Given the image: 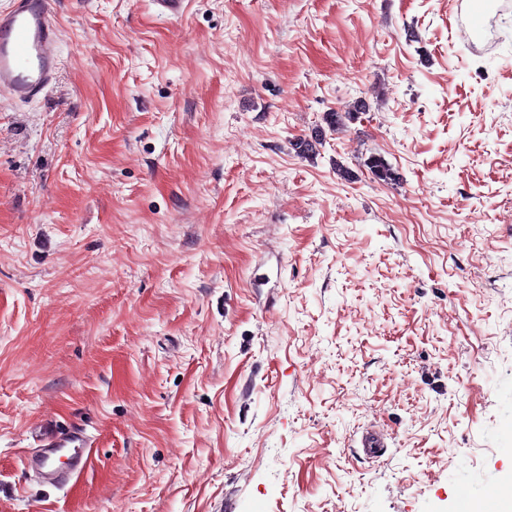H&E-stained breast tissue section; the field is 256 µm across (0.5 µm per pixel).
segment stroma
<instances>
[{"label":"stroma","instance_id":"35a3bbf8","mask_svg":"<svg viewBox=\"0 0 512 512\" xmlns=\"http://www.w3.org/2000/svg\"><path fill=\"white\" fill-rule=\"evenodd\" d=\"M54 20L55 82L0 103V512H493L512 0ZM48 418L95 440L64 490L22 475ZM370 429L392 433L376 461Z\"/></svg>","mask_w":512,"mask_h":512}]
</instances>
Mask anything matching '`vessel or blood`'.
I'll return each mask as SVG.
<instances>
[{
	"label": "vessel or blood",
	"mask_w": 512,
	"mask_h": 512,
	"mask_svg": "<svg viewBox=\"0 0 512 512\" xmlns=\"http://www.w3.org/2000/svg\"><path fill=\"white\" fill-rule=\"evenodd\" d=\"M54 0H9L0 9V94L15 102L45 95L61 68ZM39 445L25 451L24 470L67 486L91 465L93 439L81 424L46 421Z\"/></svg>",
	"instance_id": "1"
}]
</instances>
